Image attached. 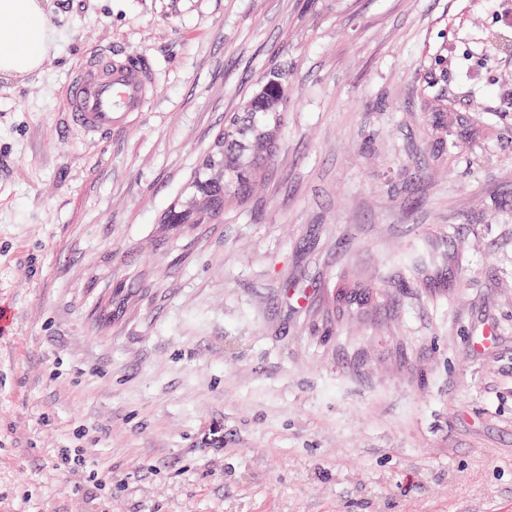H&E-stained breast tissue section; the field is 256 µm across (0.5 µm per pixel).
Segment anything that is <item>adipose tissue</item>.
Masks as SVG:
<instances>
[{"label":"adipose tissue","mask_w":512,"mask_h":512,"mask_svg":"<svg viewBox=\"0 0 512 512\" xmlns=\"http://www.w3.org/2000/svg\"><path fill=\"white\" fill-rule=\"evenodd\" d=\"M55 41L42 0H0V77L39 72Z\"/></svg>","instance_id":"ef3b65f1"}]
</instances>
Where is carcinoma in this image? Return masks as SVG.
<instances>
[{
    "instance_id": "1",
    "label": "carcinoma",
    "mask_w": 512,
    "mask_h": 512,
    "mask_svg": "<svg viewBox=\"0 0 512 512\" xmlns=\"http://www.w3.org/2000/svg\"><path fill=\"white\" fill-rule=\"evenodd\" d=\"M288 69L278 68L263 82L247 102L243 112H231L224 117V127L214 136L209 150L200 158L190 177V186L206 200L204 212H185L171 208L165 216L168 224H204L220 218L224 208L244 202L258 175L268 166L277 150V133L283 113L266 108L268 101L277 99L287 103ZM436 125L448 126V105L444 97L427 101ZM264 144L265 152L254 154L251 142ZM224 168V181L214 182L207 172ZM359 282L345 280L337 285L336 305L342 306L357 295Z\"/></svg>"
}]
</instances>
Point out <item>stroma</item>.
I'll list each match as a JSON object with an SVG mask.
<instances>
[{"mask_svg":"<svg viewBox=\"0 0 512 512\" xmlns=\"http://www.w3.org/2000/svg\"><path fill=\"white\" fill-rule=\"evenodd\" d=\"M47 9L41 72L0 79V512H512V0ZM105 45L156 62L146 112L59 131ZM282 60L247 201L164 223Z\"/></svg>","mask_w":512,"mask_h":512,"instance_id":"35a3bbf8","label":"stroma"}]
</instances>
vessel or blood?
<instances>
[{
	"instance_id": "vessel-or-blood-1",
	"label": "vessel or blood",
	"mask_w": 512,
	"mask_h": 512,
	"mask_svg": "<svg viewBox=\"0 0 512 512\" xmlns=\"http://www.w3.org/2000/svg\"><path fill=\"white\" fill-rule=\"evenodd\" d=\"M157 85L152 58L115 50L87 60L74 75L66 102L69 122L93 140L127 130Z\"/></svg>"
}]
</instances>
